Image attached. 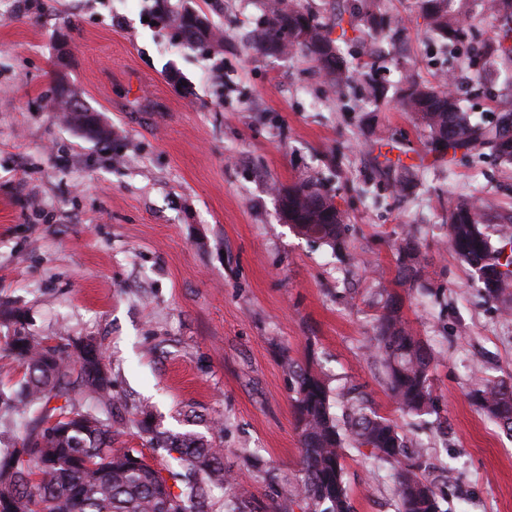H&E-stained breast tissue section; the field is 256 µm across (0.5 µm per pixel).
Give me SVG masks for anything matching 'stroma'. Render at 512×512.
<instances>
[{
    "label": "stroma",
    "instance_id": "obj_1",
    "mask_svg": "<svg viewBox=\"0 0 512 512\" xmlns=\"http://www.w3.org/2000/svg\"><path fill=\"white\" fill-rule=\"evenodd\" d=\"M264 0H0V303L40 337L96 342L123 417L202 433L255 505L302 476L285 359L315 364L332 386L359 387L448 479L444 512H512V437L469 399L484 379L512 380V318L485 301L450 251L451 202L512 210V170L493 156L435 162L392 101L362 113L301 53L251 43ZM406 27L415 73L437 52L417 0H381ZM192 13L221 42L190 48L164 13ZM512 90L501 70L466 89L492 118ZM103 135L64 119L60 100ZM369 122L416 164L406 197L380 179ZM319 180L346 224V255L297 236L276 188ZM415 228L426 293L397 283L396 243ZM401 295L409 326L435 355L437 415L390 398L366 346L379 289ZM353 512H395V477L348 452Z\"/></svg>",
    "mask_w": 512,
    "mask_h": 512
}]
</instances>
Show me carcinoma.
Returning a JSON list of instances; mask_svg holds the SVG:
<instances>
[{
    "label": "carcinoma",
    "instance_id": "1",
    "mask_svg": "<svg viewBox=\"0 0 512 512\" xmlns=\"http://www.w3.org/2000/svg\"><path fill=\"white\" fill-rule=\"evenodd\" d=\"M428 30L442 50L455 53L470 36L474 14L491 21L495 36L482 45L490 66L512 65V0H418ZM372 44L401 39L402 19L385 17L379 0H353L349 20L343 13L326 20L300 0H269L258 34V49L268 54L299 51L336 92L367 83V97L378 103L388 89L372 78L381 58L374 48L353 67L338 55L348 32ZM397 90L400 106L424 132L436 159L489 151L512 165V109L504 107L492 121L465 112L456 72L436 85L420 80L399 58ZM415 166L386 168L396 192L415 182ZM291 227L314 243L332 250L344 247L345 224L334 196L314 179L288 187ZM487 209L472 200L448 207L444 223L448 244L470 267L484 297L512 314V232L491 242L483 226ZM399 280L417 282L424 270L420 247L410 233L397 248ZM386 299L375 318L368 348L383 366L385 384L395 403L414 415L436 412L430 383L434 356L401 314V297L381 290ZM21 311L3 304L0 322L14 326L7 351L22 369V378L0 388V409L23 422L26 430L0 451V502L5 512H210L215 491H230L235 482L224 472L223 452L195 431L172 432L154 423L141 409L131 423L154 448L172 455L174 467L165 477L135 448H114L120 425L112 411V379L102 363L100 347L63 336L51 342L23 327ZM294 393L300 439L302 477L284 488L279 512H352L344 479L350 449L394 471L396 512H442L441 496L429 479L430 465L409 449L391 420L370 410L358 398L333 392L312 366L286 364ZM473 403L512 433V384L486 381L471 393Z\"/></svg>",
    "mask_w": 512,
    "mask_h": 512
}]
</instances>
